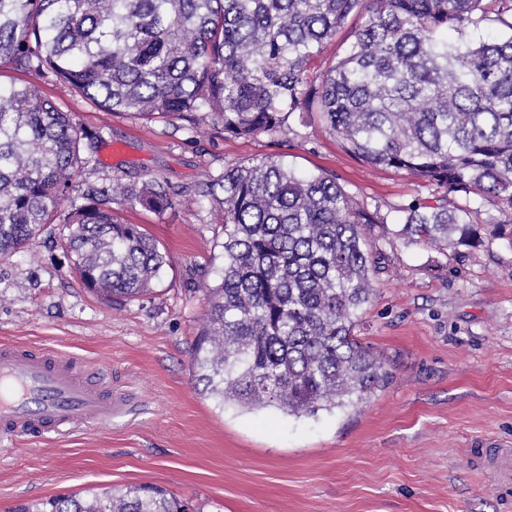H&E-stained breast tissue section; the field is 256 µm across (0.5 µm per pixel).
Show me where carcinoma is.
Here are the masks:
<instances>
[{"label":"carcinoma","mask_w":512,"mask_h":512,"mask_svg":"<svg viewBox=\"0 0 512 512\" xmlns=\"http://www.w3.org/2000/svg\"><path fill=\"white\" fill-rule=\"evenodd\" d=\"M348 53L314 62L350 16ZM488 21L509 33L464 40ZM51 75L106 112L203 118L251 139L298 131L312 114L344 149L403 170L437 194L399 205L401 228L336 176L282 159L224 168L200 195L221 212L224 268L208 289L192 364L220 402L315 415L355 404L388 379L354 336L375 295L376 241L439 251L485 244L473 207L512 224V0H0V64ZM83 128L33 85H0V257L62 214V245L83 283L108 300L153 292L169 263L120 200L162 212L164 185L93 188L71 198ZM17 512H189L156 486L91 488Z\"/></svg>","instance_id":"obj_1"}]
</instances>
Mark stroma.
<instances>
[{
    "instance_id": "obj_1",
    "label": "stroma",
    "mask_w": 512,
    "mask_h": 512,
    "mask_svg": "<svg viewBox=\"0 0 512 512\" xmlns=\"http://www.w3.org/2000/svg\"><path fill=\"white\" fill-rule=\"evenodd\" d=\"M0 82L38 85L98 131L82 148L77 192L154 178L172 197L160 213L117 208L169 255L141 298L86 288L57 223L0 258V343L69 353L131 400L110 426L0 446V512L131 485L163 487L194 512H512V483L490 467L498 448L512 450V241L489 236L454 254L380 240L376 295L355 334L383 354L389 379L362 402L313 416L223 404L192 365L224 267L221 220L202 185L229 165L283 155L297 170L335 173L391 219L432 186L366 164L317 121L296 136L244 140L181 118L105 112L31 71L1 69Z\"/></svg>"
}]
</instances>
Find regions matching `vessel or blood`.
Here are the masks:
<instances>
[{
	"mask_svg": "<svg viewBox=\"0 0 512 512\" xmlns=\"http://www.w3.org/2000/svg\"><path fill=\"white\" fill-rule=\"evenodd\" d=\"M124 399L69 355L0 344V441L111 425Z\"/></svg>",
	"mask_w": 512,
	"mask_h": 512,
	"instance_id": "b4317fda",
	"label": "vessel or blood"
}]
</instances>
